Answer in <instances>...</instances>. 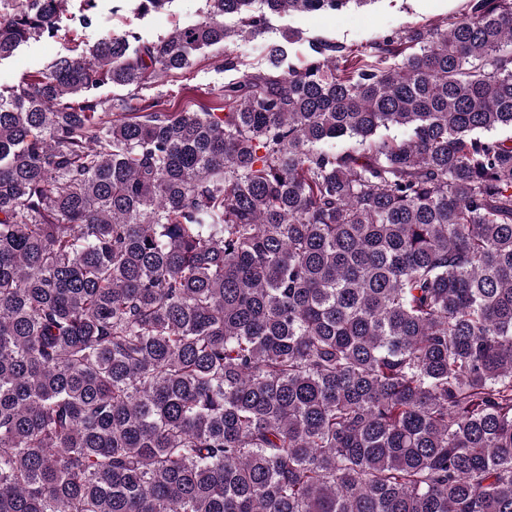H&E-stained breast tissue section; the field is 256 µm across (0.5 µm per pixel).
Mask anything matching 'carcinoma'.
<instances>
[{"instance_id":"obj_1","label":"carcinoma","mask_w":512,"mask_h":512,"mask_svg":"<svg viewBox=\"0 0 512 512\" xmlns=\"http://www.w3.org/2000/svg\"><path fill=\"white\" fill-rule=\"evenodd\" d=\"M69 2L0 0V60ZM348 2L205 0L0 91V512H512V0L134 94Z\"/></svg>"}]
</instances>
